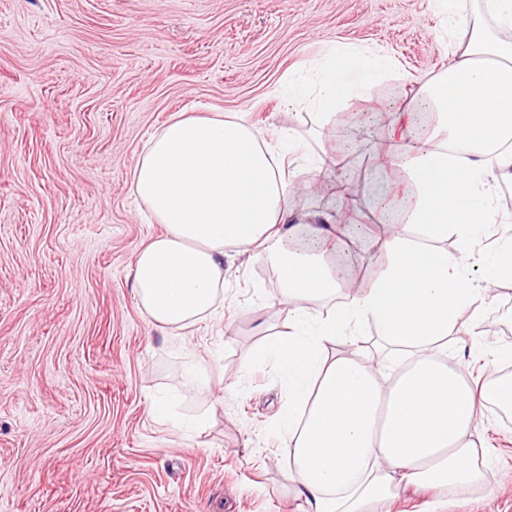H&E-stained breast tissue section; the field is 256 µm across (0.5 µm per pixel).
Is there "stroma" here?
<instances>
[{"label": "stroma", "instance_id": "1", "mask_svg": "<svg viewBox=\"0 0 512 512\" xmlns=\"http://www.w3.org/2000/svg\"><path fill=\"white\" fill-rule=\"evenodd\" d=\"M429 0H0V512H301L280 446L288 400L248 363L285 331L279 274L224 263V307L160 329L133 285L162 230L131 172L179 112L247 113L313 143L279 90L335 44L377 47L409 79L448 65ZM480 326L512 343V283ZM208 366L190 386L185 371ZM175 399L172 419L154 414ZM476 435L491 485L446 512H512V416Z\"/></svg>", "mask_w": 512, "mask_h": 512}]
</instances>
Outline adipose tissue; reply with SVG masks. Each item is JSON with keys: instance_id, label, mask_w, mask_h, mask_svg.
Wrapping results in <instances>:
<instances>
[{"instance_id": "1", "label": "adipose tissue", "mask_w": 512, "mask_h": 512, "mask_svg": "<svg viewBox=\"0 0 512 512\" xmlns=\"http://www.w3.org/2000/svg\"><path fill=\"white\" fill-rule=\"evenodd\" d=\"M462 21L448 67L397 104L406 82L386 52L332 47L289 103L335 133L309 149L280 129L278 152L244 117L179 112L149 139L132 171L135 195L163 231L136 254L134 283L149 318L182 330L213 314L230 249L267 260L281 278L287 332L254 348L288 392L279 428L307 512H369L409 488L455 493L489 485L490 452L472 431L484 404L512 399V378L474 389L458 355L481 341L493 287L512 282V0H433ZM366 151L383 189L358 197L336 172ZM313 164L307 193L334 178V201L296 207L285 166ZM455 249H448V239ZM494 250H486L487 239ZM377 257L364 279L356 252ZM483 267L484 283L472 268ZM344 299L323 317L309 302ZM375 327L385 366L359 338ZM350 352L328 355L336 340Z\"/></svg>"}]
</instances>
